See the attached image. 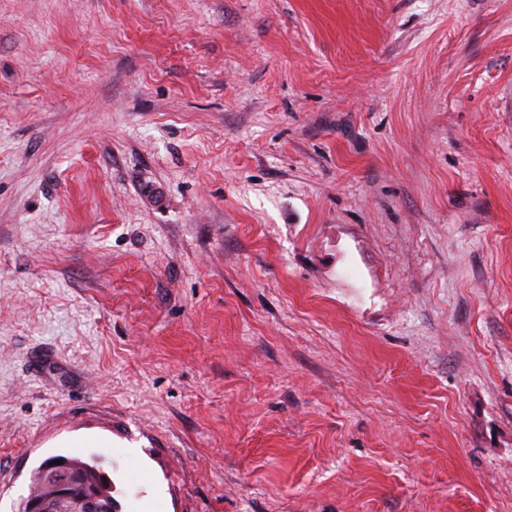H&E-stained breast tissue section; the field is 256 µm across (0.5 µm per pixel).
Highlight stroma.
I'll return each mask as SVG.
<instances>
[{"instance_id": "obj_1", "label": "stroma", "mask_w": 512, "mask_h": 512, "mask_svg": "<svg viewBox=\"0 0 512 512\" xmlns=\"http://www.w3.org/2000/svg\"><path fill=\"white\" fill-rule=\"evenodd\" d=\"M57 455L512 512V0H0V512Z\"/></svg>"}]
</instances>
